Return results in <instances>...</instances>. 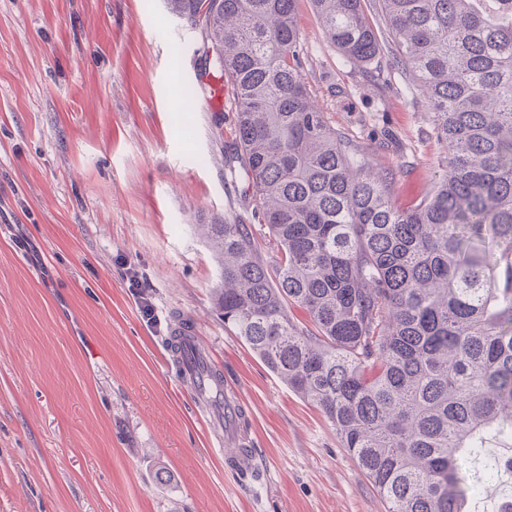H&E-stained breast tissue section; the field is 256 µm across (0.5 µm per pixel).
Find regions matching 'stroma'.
Instances as JSON below:
<instances>
[{
    "mask_svg": "<svg viewBox=\"0 0 512 512\" xmlns=\"http://www.w3.org/2000/svg\"><path fill=\"white\" fill-rule=\"evenodd\" d=\"M297 17L312 100L414 207L448 158L424 96L390 44L376 80L311 0ZM200 42L166 0H0V512H385L334 427L224 328L198 227L267 229ZM184 319L245 406L251 473L225 465L172 365ZM504 454L489 448L472 512L512 499Z\"/></svg>",
    "mask_w": 512,
    "mask_h": 512,
    "instance_id": "obj_1",
    "label": "stroma"
}]
</instances>
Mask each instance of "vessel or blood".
I'll list each match as a JSON object with an SVG mask.
<instances>
[{
	"mask_svg": "<svg viewBox=\"0 0 512 512\" xmlns=\"http://www.w3.org/2000/svg\"><path fill=\"white\" fill-rule=\"evenodd\" d=\"M171 361L195 409L212 429L216 446H232L228 464L239 470L252 466V451L240 447L237 423H225L218 400L225 392L224 377L195 329L178 326L170 338Z\"/></svg>",
	"mask_w": 512,
	"mask_h": 512,
	"instance_id": "b4317fda",
	"label": "vessel or blood"
}]
</instances>
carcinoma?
<instances>
[{"label": "carcinoma", "mask_w": 512, "mask_h": 512, "mask_svg": "<svg viewBox=\"0 0 512 512\" xmlns=\"http://www.w3.org/2000/svg\"><path fill=\"white\" fill-rule=\"evenodd\" d=\"M297 0H168L235 96L251 225H202L238 336L336 429L387 512H469L483 450L512 444V0H311L349 59L382 33L450 153L395 206L393 173L328 125L307 90ZM309 315L296 322L288 309Z\"/></svg>", "instance_id": "carcinoma-1"}]
</instances>
